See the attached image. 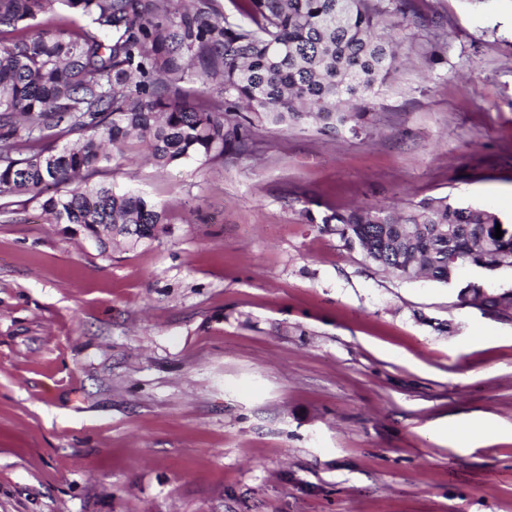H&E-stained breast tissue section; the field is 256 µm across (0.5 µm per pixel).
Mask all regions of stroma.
Masks as SVG:
<instances>
[{"instance_id":"stroma-1","label":"stroma","mask_w":512,"mask_h":512,"mask_svg":"<svg viewBox=\"0 0 512 512\" xmlns=\"http://www.w3.org/2000/svg\"><path fill=\"white\" fill-rule=\"evenodd\" d=\"M420 9L447 46L416 39L370 136L109 174L155 241L0 210V512H512V319L317 221L450 195L512 226V0Z\"/></svg>"}]
</instances>
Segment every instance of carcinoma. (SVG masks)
Wrapping results in <instances>:
<instances>
[{"label": "carcinoma", "instance_id": "obj_1", "mask_svg": "<svg viewBox=\"0 0 512 512\" xmlns=\"http://www.w3.org/2000/svg\"><path fill=\"white\" fill-rule=\"evenodd\" d=\"M232 3L235 18L218 0H0V208L36 200L50 223L104 252L155 240L165 208L99 176L140 150L159 167L246 155L266 125L357 137L429 22L418 0ZM55 4L68 12L60 26L36 29ZM211 83L216 95L191 100L193 85ZM321 222L402 280L410 271L446 284L462 267H512L493 237L499 216L448 196ZM462 287L512 309V289Z\"/></svg>", "mask_w": 512, "mask_h": 512}]
</instances>
